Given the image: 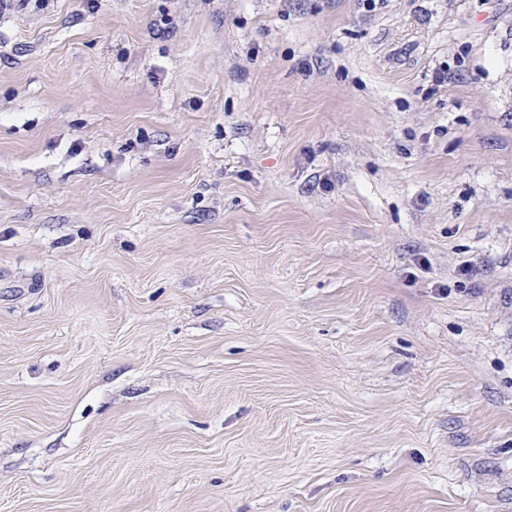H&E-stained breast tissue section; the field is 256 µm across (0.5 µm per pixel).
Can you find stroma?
<instances>
[{
  "label": "stroma",
  "instance_id": "stroma-1",
  "mask_svg": "<svg viewBox=\"0 0 512 512\" xmlns=\"http://www.w3.org/2000/svg\"><path fill=\"white\" fill-rule=\"evenodd\" d=\"M0 512H512V0L0 12Z\"/></svg>",
  "mask_w": 512,
  "mask_h": 512
}]
</instances>
